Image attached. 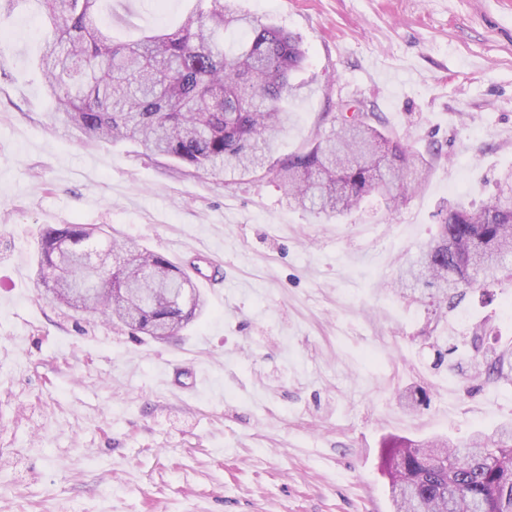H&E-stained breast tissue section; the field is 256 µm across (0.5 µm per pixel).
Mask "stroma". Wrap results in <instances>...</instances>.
<instances>
[{"mask_svg":"<svg viewBox=\"0 0 512 512\" xmlns=\"http://www.w3.org/2000/svg\"><path fill=\"white\" fill-rule=\"evenodd\" d=\"M236 2L306 52L280 154L347 104L429 154L428 178L396 210L373 198L327 219L269 176L227 183L133 142H87L51 117L37 0L0 16V512H391L390 438L462 443L512 424V386L423 338L489 314L511 346L512 284L452 312L389 286L442 203L480 206L512 168V0ZM195 8L105 0L102 17L133 41ZM60 224L200 258L222 280L180 336L131 337L37 288L39 234ZM419 387L429 404L407 406Z\"/></svg>","mask_w":512,"mask_h":512,"instance_id":"35a3bbf8","label":"stroma"}]
</instances>
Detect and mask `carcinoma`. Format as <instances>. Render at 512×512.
<instances>
[{"label":"carcinoma","mask_w":512,"mask_h":512,"mask_svg":"<svg viewBox=\"0 0 512 512\" xmlns=\"http://www.w3.org/2000/svg\"><path fill=\"white\" fill-rule=\"evenodd\" d=\"M46 51L38 58L53 119L89 141L131 140L214 176H274L288 201L317 214L340 217L370 197L394 209L424 181L428 162L400 138L384 134L373 112L335 120L300 152L273 158L278 134L290 119L294 74L305 60L295 37L238 11L232 0H197L179 29L154 31L117 43L100 24L102 0H40ZM244 31L226 49L224 31ZM123 255L99 273L98 294L73 302L82 253L91 248ZM416 279L428 298L456 309L475 287L512 282V170L498 194L478 208L448 205L436 235L421 251ZM37 284L54 303L102 315L135 335L177 336L205 301L183 269L86 224L40 233ZM471 339H450L449 355L474 343V358L495 382L512 384V352ZM437 351V355H442ZM380 469L389 481L394 512H512V428L478 434L462 446L434 439L395 438Z\"/></svg>","instance_id":"carcinoma-1"}]
</instances>
